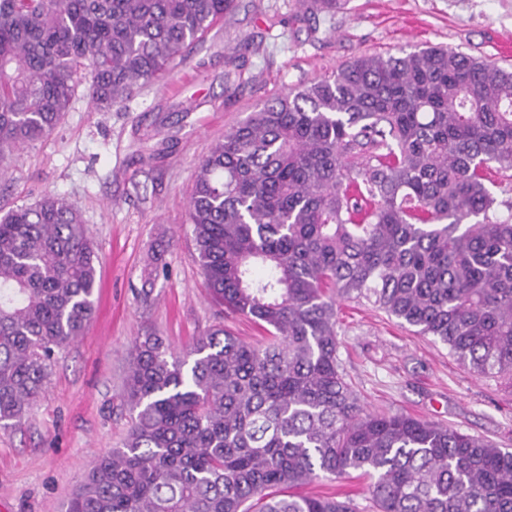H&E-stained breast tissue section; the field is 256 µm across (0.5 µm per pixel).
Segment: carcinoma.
<instances>
[{"instance_id": "cac0c4a2", "label": "carcinoma", "mask_w": 512, "mask_h": 512, "mask_svg": "<svg viewBox=\"0 0 512 512\" xmlns=\"http://www.w3.org/2000/svg\"><path fill=\"white\" fill-rule=\"evenodd\" d=\"M236 0H0V162L53 132L77 87L133 98ZM512 70L446 46L365 55L267 102L196 164L187 221L211 299L268 333L219 326L186 356L130 349L131 410L66 512H354L305 495L368 479L374 512H512V452L365 409L336 306L373 302L477 376L512 387ZM80 213L49 194L0 217V423H20L98 288ZM491 179L495 183L493 189L498 201H503L505 203L498 207V214L503 218H506L512 210L507 205H512V170H494L491 173Z\"/></svg>"}]
</instances>
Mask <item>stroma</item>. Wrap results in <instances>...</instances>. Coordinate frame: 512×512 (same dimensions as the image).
<instances>
[{"label":"stroma","instance_id":"stroma-1","mask_svg":"<svg viewBox=\"0 0 512 512\" xmlns=\"http://www.w3.org/2000/svg\"><path fill=\"white\" fill-rule=\"evenodd\" d=\"M452 47L512 67V0H347L303 15L298 0H238L163 80L102 110L76 94L58 127L0 164V216L46 194L76 207L98 255L95 316L56 352L22 424L0 426V512H64L95 454L119 447L131 412L133 336L186 354L216 325L262 331L213 305L187 222L198 160L267 100L361 55ZM339 358L368 409L403 413L512 451V389L478 377L432 337L373 303L337 305Z\"/></svg>","mask_w":512,"mask_h":512}]
</instances>
